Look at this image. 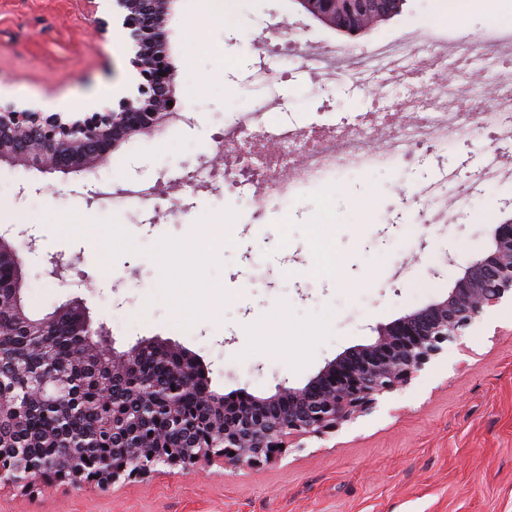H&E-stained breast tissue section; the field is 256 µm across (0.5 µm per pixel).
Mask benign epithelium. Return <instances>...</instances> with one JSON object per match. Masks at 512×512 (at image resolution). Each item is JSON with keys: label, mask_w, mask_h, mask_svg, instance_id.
<instances>
[{"label": "benign epithelium", "mask_w": 512, "mask_h": 512, "mask_svg": "<svg viewBox=\"0 0 512 512\" xmlns=\"http://www.w3.org/2000/svg\"><path fill=\"white\" fill-rule=\"evenodd\" d=\"M295 2L322 21L339 0ZM175 4L176 0H112V19L129 40L132 87L115 106L83 117L65 118L59 112L47 115L32 108L0 105V163L46 173L72 168L94 173L107 164L112 152L133 137L186 120V116L171 111L167 105L174 99L175 67L168 50L166 25ZM23 266L20 251L0 234V278L6 277L8 287L13 289L16 335L44 336L56 318L67 316L77 321L84 342L105 340L106 326H93L84 302L77 298L49 316H31L23 302ZM68 270L69 265L61 257L51 255L46 259V277L60 280ZM509 292L512 293V218L497 225L491 248L469 262L445 299L379 327L374 341L345 351L304 386H282L270 396L248 394L233 402L207 390L208 437L199 438L196 429L183 422L179 411L186 391L197 381V369L188 361L182 365L180 387H161L144 377L143 388L132 393L137 414L112 418L115 434L136 427L155 405H164L179 434L168 452L156 454L144 448L140 457L131 462L114 465L104 459L90 471L68 442L59 446L58 463L36 460L23 448H0V456L20 459L11 470L0 468V483H21L62 469L73 483L86 478L109 484L122 476L131 479L146 474L157 466L174 468L214 458L226 463L269 459L281 451L280 445L289 443V438L320 437L333 432L368 410L378 396L404 385L441 352L443 343L461 335L464 328ZM153 350L174 352L160 340H144L123 353L112 352V362L120 365L125 374L138 375L144 354Z\"/></svg>", "instance_id": "obj_1"}]
</instances>
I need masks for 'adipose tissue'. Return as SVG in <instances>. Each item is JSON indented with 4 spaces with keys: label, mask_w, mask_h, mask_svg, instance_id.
<instances>
[{
    "label": "adipose tissue",
    "mask_w": 512,
    "mask_h": 512,
    "mask_svg": "<svg viewBox=\"0 0 512 512\" xmlns=\"http://www.w3.org/2000/svg\"><path fill=\"white\" fill-rule=\"evenodd\" d=\"M193 4L192 18L186 26L187 39L196 49L213 50L209 28L232 27V15L226 10L224 0H193ZM218 230V225L212 223L197 225L193 237L174 246L171 255L163 259L160 286L164 292L176 294L183 301L182 318H210L224 305L223 286L210 285L202 291L188 284L180 273L182 264H199L210 256Z\"/></svg>",
    "instance_id": "adipose-tissue-1"
}]
</instances>
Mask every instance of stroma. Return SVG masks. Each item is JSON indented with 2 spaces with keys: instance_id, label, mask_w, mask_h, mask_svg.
Segmentation results:
<instances>
[{
  "instance_id": "obj_1",
  "label": "stroma",
  "mask_w": 512,
  "mask_h": 512,
  "mask_svg": "<svg viewBox=\"0 0 512 512\" xmlns=\"http://www.w3.org/2000/svg\"><path fill=\"white\" fill-rule=\"evenodd\" d=\"M190 7L179 0L167 25L175 98L187 122L114 151L90 203L82 196L90 173L0 164V230L18 215L32 216L43 249L75 261L90 282L47 281L27 258L31 316L81 298L117 350L158 339L202 359L212 390L231 399L268 396L283 382L304 386L345 350L369 343L381 325L445 298L469 261L489 249L496 226L512 218V180L478 188L454 223L429 221L415 194L441 168L467 171L478 163L476 149L454 142L418 161L383 159L302 185L292 206L272 202L259 210L248 201L259 183L228 197L222 179L208 175L225 122L262 99L266 126L287 123L316 139L367 113L371 97L355 86L354 73L318 82L306 64L282 63L288 45L357 56L414 29L471 40L490 23L478 12L449 10L445 0H405L398 15L349 37L307 16L295 0H232L233 29L211 31L222 53L200 54L184 38ZM111 17L110 0H0V102L49 113L111 106L131 81L121 28L95 33L98 19ZM190 172L197 175L191 186L184 182ZM25 182L44 191L20 204L15 193ZM131 184L158 193L138 207L113 209L110 195ZM366 194L374 198L367 214L357 207ZM325 212L330 243L346 262L343 284L308 272L312 223ZM219 221L225 243L189 276L223 285V311L180 323L177 298L159 287L162 248ZM85 224L111 231L123 250L90 252ZM282 317L285 334L276 329ZM0 512H512V299L488 308L369 411L325 436L289 443L269 460L160 466L107 487L2 484Z\"/></svg>"
}]
</instances>
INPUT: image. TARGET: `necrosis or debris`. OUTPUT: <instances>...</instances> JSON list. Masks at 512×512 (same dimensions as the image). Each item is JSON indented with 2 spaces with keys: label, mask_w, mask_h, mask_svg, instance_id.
<instances>
[{
  "label": "necrosis or debris",
  "mask_w": 512,
  "mask_h": 512,
  "mask_svg": "<svg viewBox=\"0 0 512 512\" xmlns=\"http://www.w3.org/2000/svg\"><path fill=\"white\" fill-rule=\"evenodd\" d=\"M497 44L495 52H486L480 41L448 42L441 31L423 40L406 38L403 44L382 45L384 59L378 68L386 79H400L407 86L406 95L385 102L386 111L408 113L386 144L383 153L370 150L365 139L345 135L323 146L300 150L297 131L283 125L274 129L257 127L263 112L260 103L237 112L224 127L225 135L237 137L259 134L277 146L275 167L269 172L263 193L253 195L251 203L263 208L267 194L279 201L292 198L298 182H314L331 175H342L352 165H369L379 155L395 161L411 159L421 148L444 149L449 139L466 143L482 134L493 133L500 143L492 153L493 163L482 164L467 178L457 173L422 190L418 201L429 212L447 203L449 195L463 197L466 187L497 179L505 171L503 149L512 144V26H499L490 33ZM466 72L469 80L457 84V72Z\"/></svg>",
  "instance_id": "1"
}]
</instances>
